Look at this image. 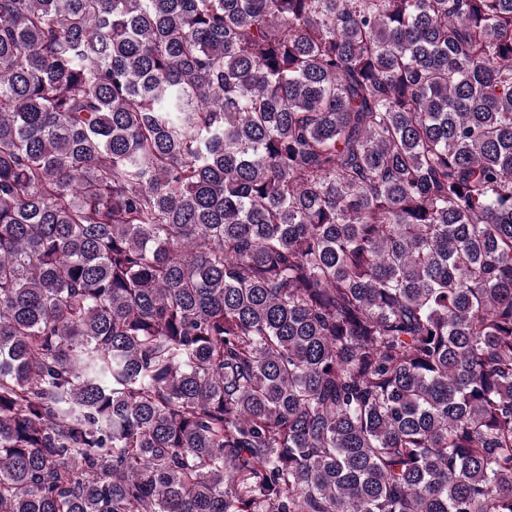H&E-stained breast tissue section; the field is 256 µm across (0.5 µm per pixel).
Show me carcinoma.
Masks as SVG:
<instances>
[{
	"instance_id": "carcinoma-1",
	"label": "carcinoma",
	"mask_w": 512,
	"mask_h": 512,
	"mask_svg": "<svg viewBox=\"0 0 512 512\" xmlns=\"http://www.w3.org/2000/svg\"><path fill=\"white\" fill-rule=\"evenodd\" d=\"M0 512H512V0H0Z\"/></svg>"
}]
</instances>
